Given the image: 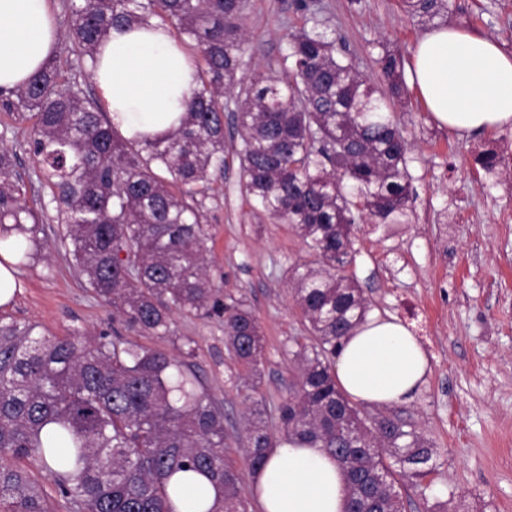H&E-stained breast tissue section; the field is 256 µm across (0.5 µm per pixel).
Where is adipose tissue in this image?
<instances>
[{"instance_id": "adipose-tissue-1", "label": "adipose tissue", "mask_w": 512, "mask_h": 512, "mask_svg": "<svg viewBox=\"0 0 512 512\" xmlns=\"http://www.w3.org/2000/svg\"><path fill=\"white\" fill-rule=\"evenodd\" d=\"M60 27L50 0H0V88L14 90L51 59ZM196 59L166 26L112 29L93 79L113 126L124 137L175 128L194 85ZM435 121L469 136L512 124V55L491 38L448 26L425 34L409 67ZM335 375L353 400L403 403L422 387L429 360L418 340L391 315L374 314L345 338ZM186 495L171 494L174 512H207L218 492L207 477L180 473ZM261 512H344L347 482L335 458L315 445L279 439L251 472Z\"/></svg>"}]
</instances>
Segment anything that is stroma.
Returning a JSON list of instances; mask_svg holds the SVG:
<instances>
[{
  "mask_svg": "<svg viewBox=\"0 0 512 512\" xmlns=\"http://www.w3.org/2000/svg\"><path fill=\"white\" fill-rule=\"evenodd\" d=\"M293 2L249 0L244 75L277 69L289 26L300 23ZM325 2L330 30L374 83L379 77L366 56L368 42L383 41L408 63L426 32L401 0ZM455 3L450 26L490 37L512 54V0ZM409 94L397 115L411 143L412 219L358 225L349 271L375 310L399 317L417 338L430 374L410 401L359 410L400 418L434 446L437 472L402 487L406 512H430L444 500L458 512H512V181L491 184L474 162L484 149L512 154V126L461 137L434 122L417 89ZM240 180L231 156L211 175L206 259L214 286L245 301L261 327L265 354L255 388L237 379L222 321L176 313L166 335L130 338L190 364L203 395L224 414V458L241 469L252 400L271 409L287 398L296 377L292 352L312 339L286 281L288 267L308 255L289 225L251 215ZM58 231L53 218L40 224L46 249L19 269L20 287L0 315L39 324L53 336L111 332V308L86 288L57 245Z\"/></svg>",
  "mask_w": 512,
  "mask_h": 512,
  "instance_id": "obj_1",
  "label": "stroma"
}]
</instances>
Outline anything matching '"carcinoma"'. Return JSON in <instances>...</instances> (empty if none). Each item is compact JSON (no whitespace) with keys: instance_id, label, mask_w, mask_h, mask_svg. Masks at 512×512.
Instances as JSON below:
<instances>
[{"instance_id":"cac0c4a2","label":"carcinoma","mask_w":512,"mask_h":512,"mask_svg":"<svg viewBox=\"0 0 512 512\" xmlns=\"http://www.w3.org/2000/svg\"><path fill=\"white\" fill-rule=\"evenodd\" d=\"M423 25H448L453 0H403ZM323 0H298L280 67L243 75L247 0H70L66 37L76 58L57 56L26 84L0 88V112L32 121L36 176L50 199H25L17 154L0 147V247L24 267L43 249L48 209L64 225L61 246L85 285L131 330L164 335L171 313L224 321L234 361L248 380L264 354L247 304L215 288L205 267L202 224L209 174L224 165V110L236 106L241 192L251 213L290 225L309 263L288 269L296 305L315 344L293 352L297 379L277 406L282 435L336 458L352 512H402L398 479L437 470L431 442L401 419L366 421L336 384L330 359L372 311L354 275L355 227L410 223L411 144L393 106L408 97L404 62L379 41L370 62L382 93L337 56ZM167 26L200 49L180 125L152 139H125L83 91L101 43L118 25ZM485 178L512 167L479 152ZM224 415L199 391L194 371L124 336H50L35 323L0 317V455L67 466L49 470L82 512H171L167 485L202 472L220 485L209 512H245L240 472L224 460ZM275 436L268 410L251 412L246 467L265 462ZM5 512H49L27 471L0 464Z\"/></svg>"}]
</instances>
